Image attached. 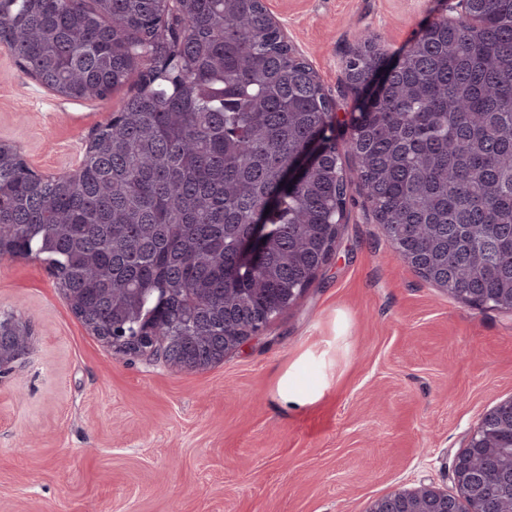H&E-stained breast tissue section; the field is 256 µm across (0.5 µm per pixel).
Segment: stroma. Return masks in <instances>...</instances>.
Here are the masks:
<instances>
[{"mask_svg": "<svg viewBox=\"0 0 512 512\" xmlns=\"http://www.w3.org/2000/svg\"><path fill=\"white\" fill-rule=\"evenodd\" d=\"M348 121L343 61L371 34L397 54L436 0H266ZM61 97L0 48V140L38 171L81 163L91 130L137 93ZM32 329L0 376V512H368L394 490L456 493L454 461L478 418L512 396V315L459 302L393 253L359 182L333 261L258 338L202 371L114 354L74 315L44 263L0 259V313ZM273 400L279 372L327 348ZM315 358L311 351L300 354L278 378L273 399L280 412L287 414L290 410L302 409L323 396L326 382L306 387L300 381L303 367Z\"/></svg>", "mask_w": 512, "mask_h": 512, "instance_id": "35a3bbf8", "label": "stroma"}]
</instances>
